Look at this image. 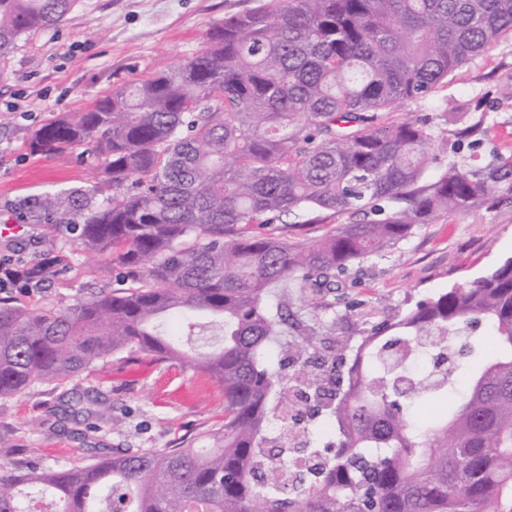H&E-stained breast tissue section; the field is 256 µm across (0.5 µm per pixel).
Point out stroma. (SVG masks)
I'll use <instances>...</instances> for the list:
<instances>
[{"instance_id":"stroma-1","label":"stroma","mask_w":512,"mask_h":512,"mask_svg":"<svg viewBox=\"0 0 512 512\" xmlns=\"http://www.w3.org/2000/svg\"><path fill=\"white\" fill-rule=\"evenodd\" d=\"M265 0H76L66 21L23 38L0 60V254L26 260L56 256L42 287L19 293L30 308H66L91 293L115 288L103 257L83 250L64 227L38 223L31 202L43 194L71 202L91 192L99 159L81 146L62 153L31 152L34 130L64 112H80L124 83L169 69L195 55L209 28L224 16L252 11ZM512 36L449 75L431 98L405 100L386 122L436 118L446 147L431 164L436 175L449 162L485 170L512 161ZM482 122L479 144L457 141V128ZM330 213L304 211L285 223L258 224L255 232L318 243L336 224ZM22 230L4 234L5 225ZM512 257V193L468 212L448 213L417 227L396 248L351 267L327 296L293 290L291 310L321 305L324 322L340 321L359 339L364 328L417 300L475 279ZM105 403L109 420L84 433V416L66 412L72 398ZM224 418V389L215 379L175 359L143 354L113 358L60 384H42L0 399V459L64 468L87 448L211 447L210 433Z\"/></svg>"}]
</instances>
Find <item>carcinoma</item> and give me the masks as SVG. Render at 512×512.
Here are the masks:
<instances>
[{"label":"carcinoma","mask_w":512,"mask_h":512,"mask_svg":"<svg viewBox=\"0 0 512 512\" xmlns=\"http://www.w3.org/2000/svg\"><path fill=\"white\" fill-rule=\"evenodd\" d=\"M74 3L0 0V58ZM506 33L512 0H267L211 27L193 57L38 128L35 152L90 144L101 159L112 194L70 228L123 281L64 309L0 298V398L123 353L180 356L166 321L182 318L187 337L219 330L188 363L224 386V419L205 449L102 446L66 469L1 460L0 512H45L46 494L51 512H512V258L371 325L349 366L336 325L271 306L290 281L329 292L416 226L512 192L508 163H452L421 184L432 122L384 121ZM35 207L68 222L51 194ZM300 210L350 221L312 246L250 230ZM482 326L490 348L470 340ZM460 357L478 361L462 390ZM424 394L456 400L420 421ZM299 397L336 421L333 453L284 423ZM289 458L301 465L274 475Z\"/></svg>","instance_id":"cac0c4a2"}]
</instances>
